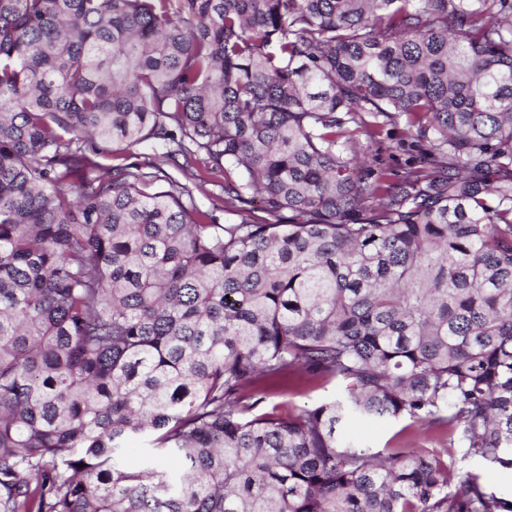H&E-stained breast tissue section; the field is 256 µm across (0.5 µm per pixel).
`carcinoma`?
I'll return each mask as SVG.
<instances>
[{
  "instance_id": "carcinoma-1",
  "label": "carcinoma",
  "mask_w": 512,
  "mask_h": 512,
  "mask_svg": "<svg viewBox=\"0 0 512 512\" xmlns=\"http://www.w3.org/2000/svg\"><path fill=\"white\" fill-rule=\"evenodd\" d=\"M355 416L512 468V0H0V512H512ZM410 141L402 125L388 126L375 143H370L363 134L357 136L348 153H355L358 157L367 156V165L371 169L401 171L415 154ZM193 196L196 205L202 210H210L213 209L214 206L218 207L216 214L220 216L221 224H224V221L228 223L236 219V216L228 211L222 210L224 209V202L220 198L218 187L206 183L203 188H193ZM344 385L339 380H317L307 385L285 382L280 388L263 393L264 399L254 410L256 414L269 413L286 416L296 408L314 407L339 396Z\"/></svg>"
}]
</instances>
